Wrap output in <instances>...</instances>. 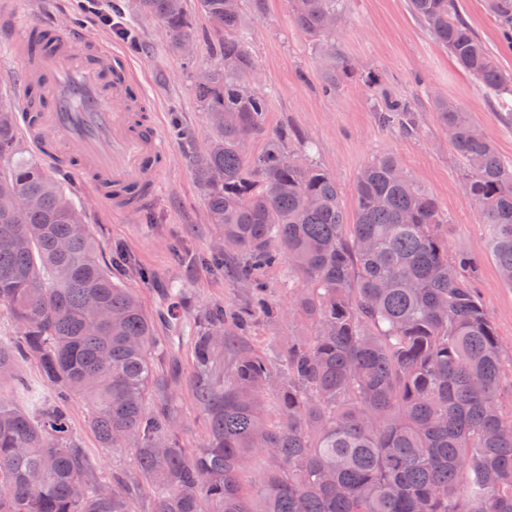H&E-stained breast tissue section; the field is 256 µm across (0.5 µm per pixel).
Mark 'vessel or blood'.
<instances>
[{"label":"vessel or blood","instance_id":"1","mask_svg":"<svg viewBox=\"0 0 512 512\" xmlns=\"http://www.w3.org/2000/svg\"><path fill=\"white\" fill-rule=\"evenodd\" d=\"M20 62L22 83L36 84L40 92L24 133L47 160L78 145L99 191L116 209L158 186L163 143L155 127L136 126L131 68L117 52L61 32L54 49L23 55Z\"/></svg>","mask_w":512,"mask_h":512}]
</instances>
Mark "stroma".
I'll use <instances>...</instances> for the list:
<instances>
[{
    "label": "stroma",
    "instance_id": "35a3bbf8",
    "mask_svg": "<svg viewBox=\"0 0 512 512\" xmlns=\"http://www.w3.org/2000/svg\"><path fill=\"white\" fill-rule=\"evenodd\" d=\"M468 24L483 40L499 66L512 74V47L488 9L487 0H459ZM12 26H0V103L22 107L15 85L20 67L11 58L18 35L32 29L81 30L120 52L132 66L145 99L146 119L156 120L167 144L166 169L149 201L133 210L115 211L101 199L92 180L74 172L70 190L87 214L100 245L98 257L141 300L156 320L159 349L156 363L173 383L180 415L182 447L195 449L207 438V421L194 395L193 339L179 336L180 325L192 323L205 309L226 313L244 307L254 283H261L268 301L288 304V268L265 267L255 282L234 278L210 267L206 259L224 240L208 220L206 201L188 162L191 151L207 145L211 130L196 96L191 72L218 64L220 56L204 42L196 43L192 64H184L168 46L158 25L132 9L116 15V30L100 24L81 0H7ZM249 49L258 63L257 87L270 91L271 108L265 136L247 150H263L269 135L287 133L288 144L334 175L351 191L359 173L379 155H394L423 189L433 194L447 219L449 252H464L480 263L476 291L492 317L504 347L512 348V287L502 283L487 247L485 226L476 203L462 185L467 169L450 145L447 129L434 110L439 94L469 112L494 144L500 157L512 161V119L500 112L476 80L460 69L408 8L407 0H345L336 27V51L355 73L330 95L322 91L316 52L291 19L288 0H265L263 13L249 18ZM410 102L416 132L401 133L382 124L377 108L383 97ZM287 320L253 321L239 346L271 356L281 350ZM238 346V347H239ZM74 439L107 478L135 470L131 454L100 448L87 425L80 397L70 405Z\"/></svg>",
    "mask_w": 512,
    "mask_h": 512
}]
</instances>
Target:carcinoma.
I'll use <instances>...</instances> for the list:
<instances>
[{
  "mask_svg": "<svg viewBox=\"0 0 512 512\" xmlns=\"http://www.w3.org/2000/svg\"><path fill=\"white\" fill-rule=\"evenodd\" d=\"M295 26L319 47L323 91L349 76L336 58L343 0H289ZM411 13L489 94L512 112V75L462 18L458 0H408ZM512 35V0H489ZM174 53L195 40V14L221 37V64L195 84L212 136L191 156L208 217L224 232L217 265L238 259L249 279L276 263L299 280L288 308L255 288L230 324L208 310L190 328L195 398L209 422L199 448L180 446V418L159 377L155 323L98 258L85 211L57 175L27 154L16 110L0 104V308L17 336L0 341V512H133L144 484L153 512H512V351L477 296L476 261L448 252L437 199L395 156L360 172L346 207L336 178L268 138L271 95L256 88L242 4L135 0ZM465 184L486 225L490 253L512 286V162L501 159L469 113L434 97ZM413 130V106L380 109ZM296 320L281 340L283 369L236 351L229 375L217 354L253 316ZM36 363L41 388L18 373ZM275 392L277 416L267 413ZM84 398L99 445L130 452L133 478L102 479L69 430L68 403ZM267 464L247 477L256 451Z\"/></svg>",
  "mask_w": 512,
  "mask_h": 512,
  "instance_id": "1",
  "label": "carcinoma"
}]
</instances>
